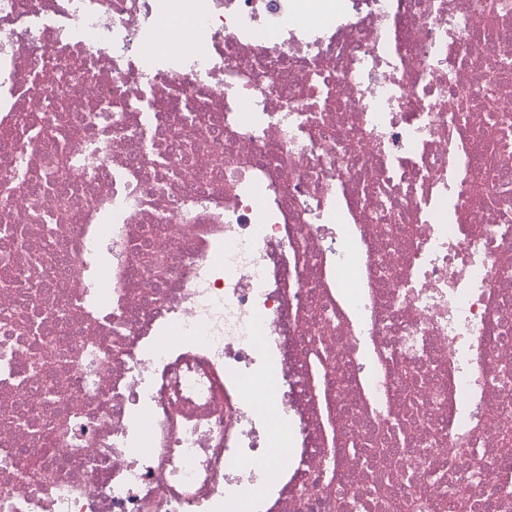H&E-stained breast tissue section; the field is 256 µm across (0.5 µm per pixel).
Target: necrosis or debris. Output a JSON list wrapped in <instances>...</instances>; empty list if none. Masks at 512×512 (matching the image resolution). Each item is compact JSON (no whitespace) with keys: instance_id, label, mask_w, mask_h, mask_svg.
<instances>
[{"instance_id":"necrosis-or-debris-1","label":"necrosis or debris","mask_w":512,"mask_h":512,"mask_svg":"<svg viewBox=\"0 0 512 512\" xmlns=\"http://www.w3.org/2000/svg\"><path fill=\"white\" fill-rule=\"evenodd\" d=\"M476 2L0 0V512H512V9Z\"/></svg>"}]
</instances>
